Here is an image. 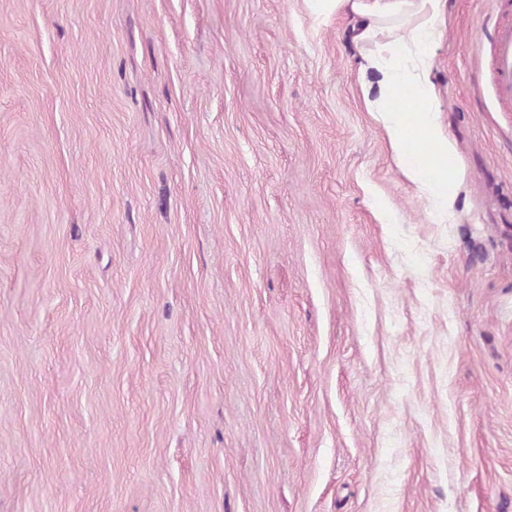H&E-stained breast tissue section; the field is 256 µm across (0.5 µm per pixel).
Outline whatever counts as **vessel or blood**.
Instances as JSON below:
<instances>
[{
    "label": "vessel or blood",
    "mask_w": 512,
    "mask_h": 512,
    "mask_svg": "<svg viewBox=\"0 0 512 512\" xmlns=\"http://www.w3.org/2000/svg\"><path fill=\"white\" fill-rule=\"evenodd\" d=\"M512 0H490L487 8L488 25L480 27L475 38L488 43L491 60L488 78L503 107L512 106V12L507 6Z\"/></svg>",
    "instance_id": "vessel-or-blood-1"
}]
</instances>
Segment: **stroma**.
<instances>
[{
  "mask_svg": "<svg viewBox=\"0 0 512 512\" xmlns=\"http://www.w3.org/2000/svg\"><path fill=\"white\" fill-rule=\"evenodd\" d=\"M447 0L433 223L305 0H0V512H512V112Z\"/></svg>",
  "mask_w": 512,
  "mask_h": 512,
  "instance_id": "stroma-1",
  "label": "stroma"
}]
</instances>
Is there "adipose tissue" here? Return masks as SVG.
Listing matches in <instances>:
<instances>
[{
  "label": "adipose tissue",
  "instance_id": "obj_1",
  "mask_svg": "<svg viewBox=\"0 0 512 512\" xmlns=\"http://www.w3.org/2000/svg\"><path fill=\"white\" fill-rule=\"evenodd\" d=\"M318 15L345 12L354 42L365 45L360 72H373L369 101L389 147L433 221L447 219L457 178L454 147L440 120L433 80V45L443 35L446 0H307Z\"/></svg>",
  "mask_w": 512,
  "mask_h": 512
}]
</instances>
